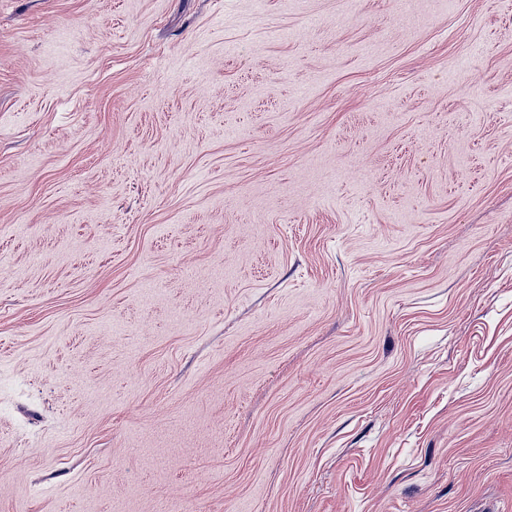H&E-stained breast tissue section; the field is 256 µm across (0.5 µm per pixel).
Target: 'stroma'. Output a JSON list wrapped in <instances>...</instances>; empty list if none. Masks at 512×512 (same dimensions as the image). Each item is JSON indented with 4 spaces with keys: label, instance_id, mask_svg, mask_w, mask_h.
Listing matches in <instances>:
<instances>
[{
    "label": "stroma",
    "instance_id": "1",
    "mask_svg": "<svg viewBox=\"0 0 512 512\" xmlns=\"http://www.w3.org/2000/svg\"><path fill=\"white\" fill-rule=\"evenodd\" d=\"M0 512H512V0H0Z\"/></svg>",
    "mask_w": 512,
    "mask_h": 512
}]
</instances>
